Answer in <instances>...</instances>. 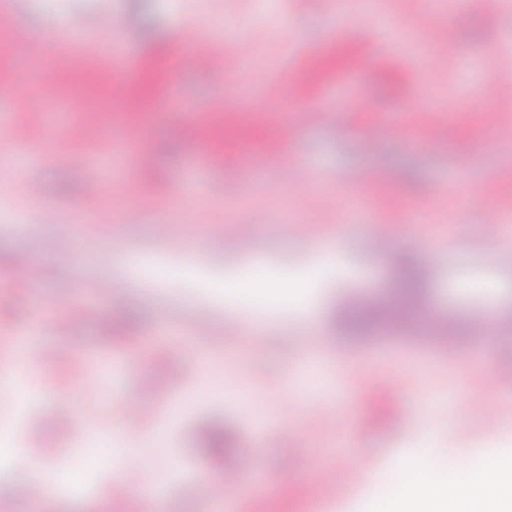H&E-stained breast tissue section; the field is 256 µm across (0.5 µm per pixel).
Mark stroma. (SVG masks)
Returning a JSON list of instances; mask_svg holds the SVG:
<instances>
[{"mask_svg": "<svg viewBox=\"0 0 512 512\" xmlns=\"http://www.w3.org/2000/svg\"><path fill=\"white\" fill-rule=\"evenodd\" d=\"M433 2L456 33L454 54L437 53L421 0H381L385 22L368 31L357 9L330 25L336 0H11L0 35V156L26 151L34 160L0 172V419L16 440L22 427L51 420L62 404L75 417L100 418L82 429L80 447L61 437L55 452L27 453L20 467L0 468V491L14 512H112L116 453L132 456L148 482L165 468L204 465L211 478L229 474L227 462L204 457L198 445L199 427L212 422L232 428L234 458L253 463L226 512H353L352 503L381 493L403 460L448 478L479 446L512 454V382L496 376L512 340V262L495 259L469 193L471 183H481L503 233L512 235V104L487 97L491 85L512 82V0ZM61 18L100 40L97 58L77 54L75 41L56 28ZM209 37L234 51L248 46L227 79L191 61ZM10 41L27 46L24 63L7 55ZM346 44L355 55L298 94L304 65ZM117 45L130 56L156 52L173 81L156 89L136 120L152 168L124 153L105 192L91 198L84 183L129 119L106 99L94 110L57 100L45 76L62 55L76 69L108 63L120 70L111 57ZM380 64L398 72V92L377 84ZM242 107L259 130L280 125L286 154L269 155L259 136L246 152L232 137L200 147L215 114ZM303 110L317 120L298 123ZM440 120L454 124V136L426 141L424 126ZM211 152L223 155V165H210ZM293 162L308 172L305 190L285 179ZM191 176L207 187L238 185L241 194L224 201L207 191L188 200L181 185ZM330 194L332 207L325 204ZM390 197L404 202L407 221L381 255L369 235ZM44 210L55 223L38 221ZM238 223L252 225V235L225 243L207 233L211 224ZM159 224L167 225L166 236L156 234ZM297 224L310 225V238L295 235ZM33 239L41 244L33 259L40 288L19 295L13 269ZM318 243L333 249L321 268L307 260ZM399 253L429 268L423 309L437 322L489 317L492 325L462 345L428 327L412 337L392 326L348 343L324 326L317 344L331 367L322 392L302 384V345L311 331L298 316L272 315L266 346L256 351L237 316L238 297L218 298L208 288L213 279L255 272L274 281L308 279V299L327 317L347 294L387 295ZM130 255L140 257L137 269L127 266ZM489 277L500 282L499 292L471 291ZM115 279L132 286L116 301H100L96 288ZM66 287L70 303H57L56 290ZM77 304L96 306L97 316L54 333L53 324L65 323ZM201 320L207 329L199 336ZM18 336L45 348L70 346L80 373L62 381L60 362L43 359L23 378L29 405H18L9 386ZM199 349L221 356L227 373L204 371ZM111 396L152 407L137 435H127L121 416L106 408ZM284 399L292 403L286 415ZM382 410L391 412L390 422L372 425ZM491 414L499 421L494 431ZM91 457L98 483L67 491V473ZM353 462L364 467L360 484H338L331 499L316 495V473L339 474ZM37 465L53 491L35 499L28 489ZM156 508L210 512L211 502L193 479L175 477Z\"/></svg>", "mask_w": 512, "mask_h": 512, "instance_id": "35a3bbf8", "label": "stroma"}]
</instances>
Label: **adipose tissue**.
I'll return each instance as SVG.
<instances>
[{
  "mask_svg": "<svg viewBox=\"0 0 512 512\" xmlns=\"http://www.w3.org/2000/svg\"><path fill=\"white\" fill-rule=\"evenodd\" d=\"M213 289L241 300L240 319L260 329L270 314L269 299H276L302 320L315 318L306 301L309 281L273 283L255 274L246 279L216 281ZM391 493L378 500L372 512H512V458L488 448L476 452L474 462L461 465L450 480L436 478L423 465L399 468L392 476Z\"/></svg>",
  "mask_w": 512,
  "mask_h": 512,
  "instance_id": "obj_1",
  "label": "adipose tissue"
}]
</instances>
